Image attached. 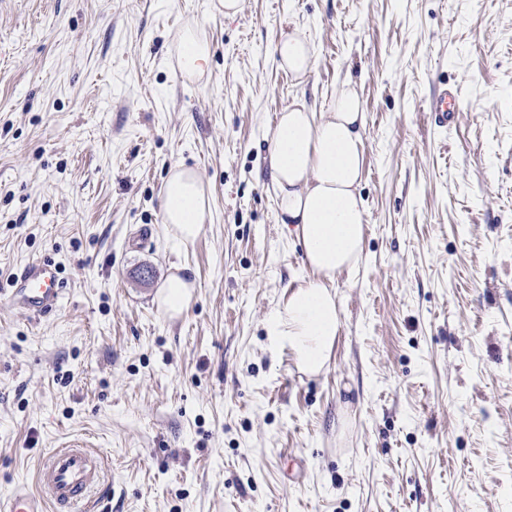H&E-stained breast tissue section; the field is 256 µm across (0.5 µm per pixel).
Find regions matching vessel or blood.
<instances>
[{
    "label": "vessel or blood",
    "mask_w": 512,
    "mask_h": 512,
    "mask_svg": "<svg viewBox=\"0 0 512 512\" xmlns=\"http://www.w3.org/2000/svg\"><path fill=\"white\" fill-rule=\"evenodd\" d=\"M458 91L441 86L429 100L428 112L436 127L454 124ZM13 304L32 314L56 309L62 299V283L56 266L46 260L25 265L11 281ZM36 488L22 485L0 498V512H74L98 482L93 460L86 448L71 446L48 453L39 468Z\"/></svg>",
    "instance_id": "vessel-or-blood-1"
}]
</instances>
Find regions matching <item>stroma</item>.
<instances>
[{
	"mask_svg": "<svg viewBox=\"0 0 512 512\" xmlns=\"http://www.w3.org/2000/svg\"><path fill=\"white\" fill-rule=\"evenodd\" d=\"M294 29L300 80L274 56ZM347 83L365 245L311 376L268 335L311 272L267 136ZM181 163L210 189L189 242L162 222ZM42 259L59 308L0 295V496L81 441L102 461L84 512H512V0H0V286ZM175 271L195 290L171 319ZM211 58V47L199 39L195 32L189 30L182 37L180 67L186 73H199L208 67ZM313 45L300 30L282 37L275 47V59L279 68L296 78L306 76L313 66ZM457 99V89L448 87V83L443 84L433 94L429 100L427 112L436 127L448 128L455 123L457 112H459ZM190 283L178 275H172L157 294V305L169 318H177L188 309L192 300Z\"/></svg>",
	"mask_w": 512,
	"mask_h": 512,
	"instance_id": "1",
	"label": "stroma"
}]
</instances>
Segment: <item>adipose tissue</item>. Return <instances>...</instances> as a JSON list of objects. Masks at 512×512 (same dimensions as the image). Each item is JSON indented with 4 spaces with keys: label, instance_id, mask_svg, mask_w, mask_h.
I'll use <instances>...</instances> for the list:
<instances>
[{
    "label": "adipose tissue",
    "instance_id": "ef3b65f1",
    "mask_svg": "<svg viewBox=\"0 0 512 512\" xmlns=\"http://www.w3.org/2000/svg\"><path fill=\"white\" fill-rule=\"evenodd\" d=\"M275 59L282 70L304 77L313 66V45L302 31H293L279 40ZM364 131L359 97L344 88L323 112L294 100L280 112L269 136L279 221L292 225L311 275L275 311L268 331L288 346L298 368L311 375L327 367L341 328L332 285L364 250L365 209L359 193ZM209 210L208 186L199 173L174 167L164 188V224L190 241Z\"/></svg>",
    "mask_w": 512,
    "mask_h": 512
}]
</instances>
